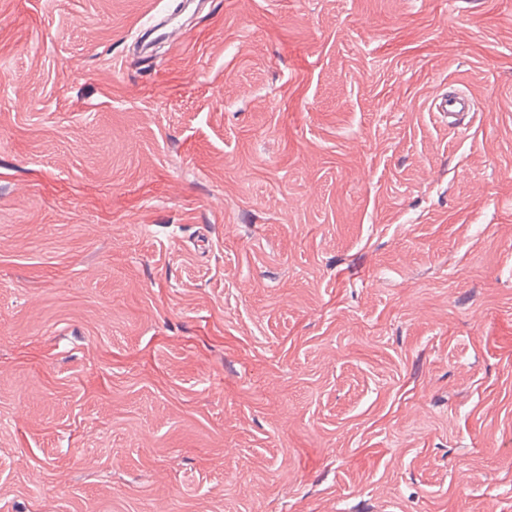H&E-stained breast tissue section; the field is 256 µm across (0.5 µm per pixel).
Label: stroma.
I'll return each mask as SVG.
<instances>
[{"label":"stroma","instance_id":"obj_1","mask_svg":"<svg viewBox=\"0 0 512 512\" xmlns=\"http://www.w3.org/2000/svg\"><path fill=\"white\" fill-rule=\"evenodd\" d=\"M179 2L0 0V512H512V0ZM437 109L439 112H448V118H457L466 113L475 111V103L468 93L463 90L449 92L448 97L442 100Z\"/></svg>","mask_w":512,"mask_h":512}]
</instances>
